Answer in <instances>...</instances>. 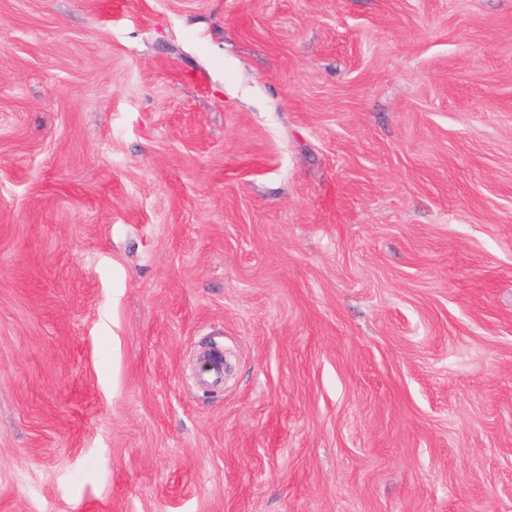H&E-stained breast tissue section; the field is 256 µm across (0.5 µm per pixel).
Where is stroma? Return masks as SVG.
I'll return each instance as SVG.
<instances>
[{
    "mask_svg": "<svg viewBox=\"0 0 512 512\" xmlns=\"http://www.w3.org/2000/svg\"><path fill=\"white\" fill-rule=\"evenodd\" d=\"M0 512H512V0H0Z\"/></svg>",
    "mask_w": 512,
    "mask_h": 512,
    "instance_id": "35a3bbf8",
    "label": "stroma"
}]
</instances>
